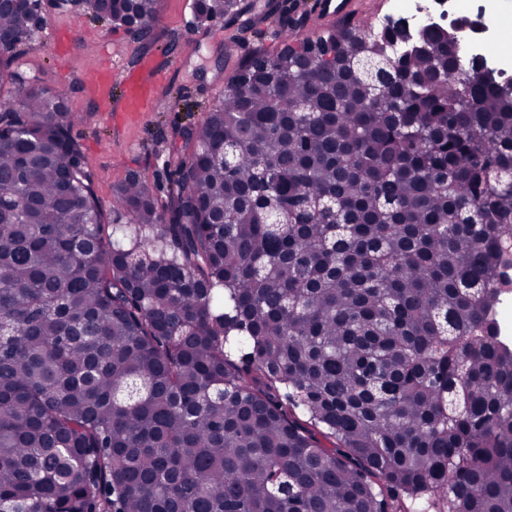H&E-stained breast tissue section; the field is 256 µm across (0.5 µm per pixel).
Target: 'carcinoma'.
<instances>
[{"label":"carcinoma","instance_id":"carcinoma-1","mask_svg":"<svg viewBox=\"0 0 512 512\" xmlns=\"http://www.w3.org/2000/svg\"><path fill=\"white\" fill-rule=\"evenodd\" d=\"M34 23L0 8V512H512V79L433 26L283 28L103 224Z\"/></svg>","mask_w":512,"mask_h":512}]
</instances>
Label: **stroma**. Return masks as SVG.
Wrapping results in <instances>:
<instances>
[{
    "label": "stroma",
    "instance_id": "1",
    "mask_svg": "<svg viewBox=\"0 0 512 512\" xmlns=\"http://www.w3.org/2000/svg\"><path fill=\"white\" fill-rule=\"evenodd\" d=\"M254 25L231 32L223 25L196 26L191 0H162L147 42L124 29L95 19L62 0H41V20L32 36L17 48L22 70L42 77L50 86L70 88V106L78 116L72 129L92 175L104 213L112 211L115 187L132 176L147 180L164 195V166L169 147L182 128L200 122L224 93V79L254 49H274L280 30L278 5L285 0H246ZM112 59V100L103 106L91 82L103 58ZM151 61L155 92L147 111L127 117L123 108V77ZM185 104L174 107L168 93Z\"/></svg>",
    "mask_w": 512,
    "mask_h": 512
}]
</instances>
